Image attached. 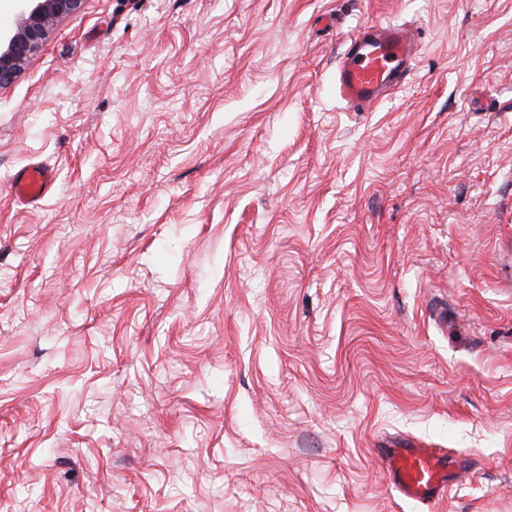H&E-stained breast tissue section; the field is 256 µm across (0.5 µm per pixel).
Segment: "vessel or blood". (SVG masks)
Masks as SVG:
<instances>
[{
    "label": "vessel or blood",
    "mask_w": 512,
    "mask_h": 512,
    "mask_svg": "<svg viewBox=\"0 0 512 512\" xmlns=\"http://www.w3.org/2000/svg\"><path fill=\"white\" fill-rule=\"evenodd\" d=\"M415 33L401 25L364 26L336 70V91L353 108L374 107L401 87L418 52ZM54 176L43 166L29 165L13 178L12 196L24 205L40 201ZM383 458L393 488L415 502H429L448 491V455L439 448H387Z\"/></svg>",
    "instance_id": "vessel-or-blood-1"
}]
</instances>
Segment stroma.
<instances>
[{
	"label": "stroma",
	"mask_w": 512,
	"mask_h": 512,
	"mask_svg": "<svg viewBox=\"0 0 512 512\" xmlns=\"http://www.w3.org/2000/svg\"><path fill=\"white\" fill-rule=\"evenodd\" d=\"M370 23L420 51L358 112ZM0 512H512V0L60 18L0 88ZM336 70V91L357 110L374 107L401 87L419 50L416 34L401 25L364 26ZM53 184L54 176L48 168L28 165L15 174L12 197L21 204L34 205L51 190ZM383 458L393 488L415 502H430L448 491V454L441 448H385Z\"/></svg>",
	"instance_id": "stroma-1"
}]
</instances>
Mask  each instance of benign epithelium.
I'll return each instance as SVG.
<instances>
[{
	"mask_svg": "<svg viewBox=\"0 0 512 512\" xmlns=\"http://www.w3.org/2000/svg\"><path fill=\"white\" fill-rule=\"evenodd\" d=\"M16 26L0 31V88L12 83L49 35L56 19L75 11L81 0H22Z\"/></svg>",
	"mask_w": 512,
	"mask_h": 512,
	"instance_id": "obj_1",
	"label": "benign epithelium"
}]
</instances>
